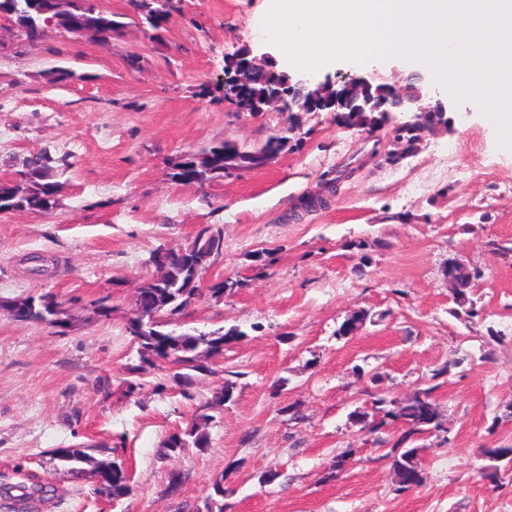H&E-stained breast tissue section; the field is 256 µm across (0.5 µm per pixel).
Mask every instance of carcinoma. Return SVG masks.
Masks as SVG:
<instances>
[{"instance_id": "obj_1", "label": "carcinoma", "mask_w": 512, "mask_h": 512, "mask_svg": "<svg viewBox=\"0 0 512 512\" xmlns=\"http://www.w3.org/2000/svg\"><path fill=\"white\" fill-rule=\"evenodd\" d=\"M51 0H0V17L14 21L30 41L39 39L38 31L43 21L56 18V23L65 30L75 25H84L97 35V42L109 45L115 35L122 30L123 23L112 15L100 10L95 0H70L68 9L57 14L48 12ZM133 12L139 20L146 22L152 29L158 30V21L167 20L174 8L173 0H165L162 9H157L151 0H130ZM403 146L398 156L392 157L397 163L416 150L418 136L407 131L396 134ZM268 140L260 148L240 146L229 141H215L208 146L181 156L171 167L169 177L182 184L203 186L213 180L224 177V166L228 165L240 171L263 167L262 154L272 146ZM22 180L0 181V210L20 209L27 211L48 212L56 204L57 184L49 181L48 166L43 158L29 160L26 170L20 172ZM224 250V237L221 232H209V235L196 239L195 247L187 260L174 268L169 277L155 282L146 279L141 282L136 292L134 307L149 317L143 325L127 320L125 332L138 346L139 364L131 367L130 372L141 374L150 370L164 369L163 361L168 352L176 354L174 363L181 371L174 373L173 379L184 381L181 390L183 398L191 400L193 395L188 388L194 379L203 375H214L215 361L224 356V348L246 336V333L230 328L203 332L181 330L171 326L168 320L185 315L201 295L199 288L200 274L208 269ZM454 302L458 309L453 311L457 318L467 319L478 316V310L469 298V290L481 278V273L463 263L453 262ZM56 318L63 325L77 326L83 321L79 313L62 306L55 296L49 293L31 298L29 310L12 318L21 322L48 323L55 326L51 318ZM370 318V312L359 310L353 312L339 327L336 335L348 338L354 334L356 324ZM436 386L427 385L419 388L412 395L402 400H389L377 396L374 405L381 413V421L370 427L368 433H377L389 422L403 425L405 432L400 442L394 444L385 454L391 462L398 489L408 491L421 486L423 473L418 463L419 449L400 447L413 435H421L432 430H443L442 412L436 402ZM212 403L199 407L189 430L191 446L200 450L208 447V425L214 416L207 413ZM104 453L98 446L79 448H55L51 451L52 459L63 463L68 470L76 473H90L104 479V484L95 488L96 493L116 499L128 494L130 477L120 466L108 459H99L94 453ZM197 512H224V484L217 481L204 502V509Z\"/></svg>"}]
</instances>
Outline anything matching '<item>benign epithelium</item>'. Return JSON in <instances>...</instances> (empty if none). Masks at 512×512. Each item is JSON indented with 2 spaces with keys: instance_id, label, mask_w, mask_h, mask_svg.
Wrapping results in <instances>:
<instances>
[{
  "instance_id": "benign-epithelium-1",
  "label": "benign epithelium",
  "mask_w": 512,
  "mask_h": 512,
  "mask_svg": "<svg viewBox=\"0 0 512 512\" xmlns=\"http://www.w3.org/2000/svg\"><path fill=\"white\" fill-rule=\"evenodd\" d=\"M255 67L256 58L250 51L236 55L225 65L224 98L233 101L240 112H265L274 108L289 112L328 110L336 113V122L344 127L350 125L348 114L361 113L367 119L379 120L380 127L392 124L396 129H410L416 134L432 125L448 124V105L442 100L425 106L416 87L402 91L390 84L381 91L380 77L374 72L351 76L337 87L330 79L316 82L281 71L280 81L267 90L263 99L251 100L243 94V88ZM397 112L408 114L407 119L397 120Z\"/></svg>"
}]
</instances>
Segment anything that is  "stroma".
Wrapping results in <instances>:
<instances>
[{
  "label": "stroma",
  "instance_id": "35a3bbf8",
  "mask_svg": "<svg viewBox=\"0 0 512 512\" xmlns=\"http://www.w3.org/2000/svg\"><path fill=\"white\" fill-rule=\"evenodd\" d=\"M97 2L124 24L108 45L61 29L31 42L0 19V180L45 152L59 185L50 212L0 214V299L104 297L112 308L68 334L0 311V512L24 491L23 512H197L218 479L224 512H512V463L484 476L485 449L512 446V254L500 251L512 247V147L487 114L424 74L423 96L450 102L453 125L425 131L394 165L392 127L364 134L327 111L252 115L225 100V61L239 49L290 67L259 31L267 0H177L155 38L128 0ZM59 68L72 79L55 80ZM373 69L407 84L397 56L336 61L313 77L340 83ZM273 136L286 142L262 168L202 187L168 177L212 142L258 148ZM204 226L222 229L224 251L182 323L245 331L220 360L239 374L233 399L213 403L219 374L197 378L184 399L169 369L128 391L139 359L125 324L157 272L152 255ZM452 260L483 273L470 321L453 314ZM226 278L240 288L213 299ZM360 309L371 319L337 338ZM435 373L446 430L412 436L424 482L400 492L352 413L374 414V395L405 398ZM205 403L208 448L165 454L167 436ZM95 442L128 470L126 497L96 495L91 475L50 456ZM348 447L345 471L329 478ZM270 469L278 479L260 483ZM173 471L185 481L171 494Z\"/></svg>",
  "mask_w": 512,
  "mask_h": 512
}]
</instances>
